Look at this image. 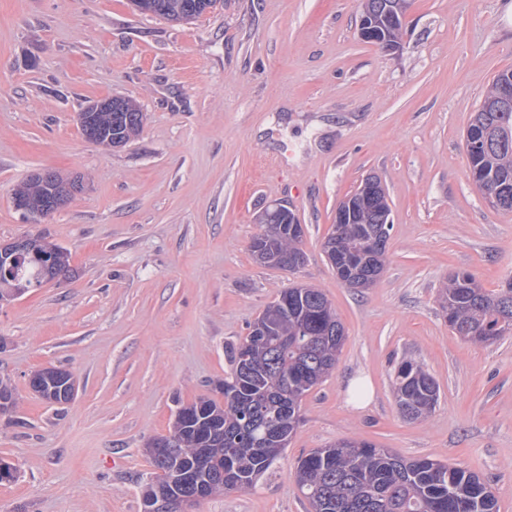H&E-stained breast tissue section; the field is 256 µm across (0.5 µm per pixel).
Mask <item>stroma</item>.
<instances>
[{"label": "stroma", "mask_w": 512, "mask_h": 512, "mask_svg": "<svg viewBox=\"0 0 512 512\" xmlns=\"http://www.w3.org/2000/svg\"><path fill=\"white\" fill-rule=\"evenodd\" d=\"M362 0H218L190 23L130 0H0V242L39 233L70 254L66 277L0 303V512H142L155 476L144 452L178 406L215 396L226 349L280 290L321 289L345 328L333 373L302 400V422L256 488L182 512H312L300 457L358 438L404 458L478 474L512 512V333L462 340L437 301L454 273L512 281V211L468 176L463 134L494 76L512 69V0H410L397 49L359 35ZM122 96L145 114L108 149L77 115ZM84 190L45 218L13 205L36 171ZM393 227L369 288L342 283L323 243L367 176ZM304 226L295 270L257 263L250 244L272 205ZM436 380L439 403L404 418L396 369ZM70 370L68 404L29 379ZM370 403L354 407L351 379Z\"/></svg>", "instance_id": "1"}]
</instances>
